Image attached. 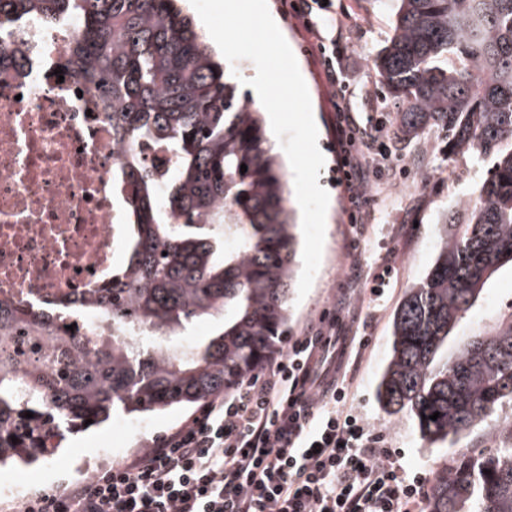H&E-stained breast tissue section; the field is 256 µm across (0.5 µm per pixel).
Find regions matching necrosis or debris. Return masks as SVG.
Segmentation results:
<instances>
[{"instance_id":"4bbe7bcc","label":"necrosis or debris","mask_w":512,"mask_h":512,"mask_svg":"<svg viewBox=\"0 0 512 512\" xmlns=\"http://www.w3.org/2000/svg\"><path fill=\"white\" fill-rule=\"evenodd\" d=\"M72 20L53 27L23 18L14 37L29 48L22 75H0V301L33 312L81 306L80 335H111L89 292L112 285L123 220L112 140L98 94L59 79Z\"/></svg>"}]
</instances>
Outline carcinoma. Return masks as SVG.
<instances>
[{
    "instance_id": "cac0c4a2",
    "label": "carcinoma",
    "mask_w": 512,
    "mask_h": 512,
    "mask_svg": "<svg viewBox=\"0 0 512 512\" xmlns=\"http://www.w3.org/2000/svg\"><path fill=\"white\" fill-rule=\"evenodd\" d=\"M177 2L0 0L3 34L28 16L48 27L64 15L78 21L60 71L96 90L112 140L126 145L112 170V188L127 198L125 260L112 287L90 290L91 300L154 339L142 349L102 336L90 351L85 337L61 336L53 362L22 384L0 346V467L47 458L67 435L120 412L202 404L261 370L288 325L298 240L282 162L261 110L240 98L234 75ZM392 2L390 36L371 63L384 93L403 104L396 130L414 137L441 125L450 152L493 159L479 199L461 203L464 218L441 222L431 269L394 314L377 385L388 416L412 419L437 443L468 434L512 399V324L438 361L458 318L512 263V0ZM443 57L459 66H439ZM26 64L23 44L1 38L0 73ZM141 142L171 163L161 209ZM218 315L212 336L177 343L186 325ZM52 323L46 314L0 315V336L17 324L37 332ZM426 512H512V447L461 453L436 473Z\"/></svg>"
}]
</instances>
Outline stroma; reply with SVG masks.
Listing matches in <instances>:
<instances>
[{"mask_svg": "<svg viewBox=\"0 0 512 512\" xmlns=\"http://www.w3.org/2000/svg\"><path fill=\"white\" fill-rule=\"evenodd\" d=\"M271 15L291 47L307 84L318 128V146L325 156L318 183L329 194L330 212L325 228L321 264L312 287L302 301H290V320L281 338L289 344L309 324L327 317L336 322V344L346 350L345 360L353 378L352 401L371 433L384 438L408 471L432 478L444 464L465 448H500L497 432L512 423V400H503L494 413L468 436L435 444L424 441L415 423L392 418L380 408L376 384L391 352V327L405 291L423 278L437 253L439 222L455 210L460 199L475 196L486 178L488 163L472 153L448 150V133L435 126L420 136L401 138L393 133L399 102L385 98L382 80L370 65L384 45L393 11L389 0H336L337 10L349 16L344 44L350 55L348 79L359 118L377 129L390 152L375 187L374 214L361 235L351 233L341 187L334 179L332 115L317 69L302 34L282 15L279 0H267ZM393 274L382 297L370 293L375 274L385 265ZM512 323V264L507 263L488 280L474 305L456 321L441 358L452 357L471 336ZM368 338L363 354H356L359 339ZM190 407H174L145 416L144 427L125 430L124 414L110 424L72 435L65 448L25 467L31 478L16 493L0 490V512H15L16 504L35 493L81 479L85 464L100 457V439L111 435L116 448L143 449L169 434L193 415Z\"/></svg>", "mask_w": 512, "mask_h": 512, "instance_id": "35a3bbf8", "label": "stroma"}]
</instances>
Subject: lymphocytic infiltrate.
Instances as JSON below:
<instances>
[{
	"label": "lymphocytic infiltrate",
	"mask_w": 512,
	"mask_h": 512,
	"mask_svg": "<svg viewBox=\"0 0 512 512\" xmlns=\"http://www.w3.org/2000/svg\"><path fill=\"white\" fill-rule=\"evenodd\" d=\"M301 29L335 114L337 182L361 229L375 163L389 154L355 116L334 0H280ZM323 326L306 328L268 368L216 394L150 448L18 512H408L423 479L358 417Z\"/></svg>",
	"instance_id": "1"
}]
</instances>
